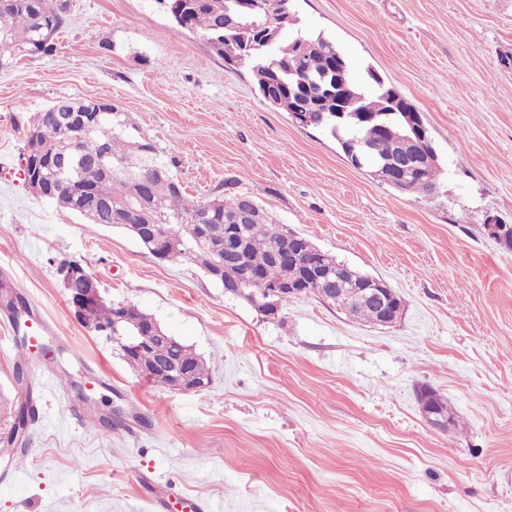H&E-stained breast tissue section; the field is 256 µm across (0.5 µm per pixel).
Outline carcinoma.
I'll list each match as a JSON object with an SVG mask.
<instances>
[{
    "mask_svg": "<svg viewBox=\"0 0 512 512\" xmlns=\"http://www.w3.org/2000/svg\"><path fill=\"white\" fill-rule=\"evenodd\" d=\"M164 12L175 28L196 32L205 37L213 51L231 67L249 68L256 88L275 110L312 108L319 104L320 118L312 124L332 136L341 150L351 142H363L361 161L379 176L396 153L394 134L407 127L406 114L418 109L406 98L390 104L386 92L390 85L374 78L373 86L364 90L351 75V64L334 42L322 35H313L298 28L299 17L293 0H277L272 12L270 43L244 48L252 37L255 16L240 12L238 0H166ZM66 3L62 0H0V64L6 52L19 56L50 55L55 38L65 25ZM231 28L224 29V23ZM296 27V36L284 39L285 30ZM73 112H94L96 118L83 129L63 125L52 117L53 107L30 116L23 124L24 153L34 157L41 179L55 190L52 202L68 212L78 214L94 224H112L122 229L128 224H150L154 238L141 245L148 251H160L161 260L188 258L204 270L215 263L216 245L224 235V225L234 223L242 195H217L199 204L186 201L184 188L157 156L154 143L128 135L110 103L70 101ZM107 153L111 176L95 170L99 157ZM416 171L411 179L410 193L433 198V187L439 185L442 173L432 142L423 144L413 158ZM112 200L107 204L105 199ZM209 212L207 223L189 232L200 209ZM288 226L280 224L263 206L252 218L240 224L247 241L237 287L239 296L255 305L260 290L284 281L299 278L302 268L291 263L275 264L269 252L280 232ZM4 310L12 324L30 315V306L18 293L5 291ZM123 317L129 328L147 326L151 314L136 305L104 302L99 319L110 323ZM181 358L191 365L200 383L210 381L207 363L188 344L177 343ZM172 345L157 341L145 344L138 352L123 358L133 370L149 369L164 359ZM33 358L21 352L14 365V378L19 384L27 381ZM8 412L9 428L0 437L5 447L22 448L27 431L35 419V408L27 396L16 404H0Z\"/></svg>",
    "mask_w": 512,
    "mask_h": 512,
    "instance_id": "cac0c4a2",
    "label": "carcinoma"
}]
</instances>
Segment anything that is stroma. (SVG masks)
<instances>
[{
	"label": "stroma",
	"mask_w": 512,
	"mask_h": 512,
	"mask_svg": "<svg viewBox=\"0 0 512 512\" xmlns=\"http://www.w3.org/2000/svg\"><path fill=\"white\" fill-rule=\"evenodd\" d=\"M50 55L0 67V279L22 294L126 416L101 434L52 367L27 386L0 309V401L32 388L25 453L0 462V512H154L156 483L208 512H512V0H295L303 29L378 72L422 112L442 162L434 199L353 167L330 135L296 125L156 0H68ZM105 100L151 139L189 202L236 191L405 302L395 326L308 296L281 319L226 295L194 261L162 262L122 229L28 189L20 121L65 99ZM76 260L116 302L151 313L211 368L175 392L133 372L71 312L57 266ZM445 397L457 427L424 420ZM430 389L431 400L437 405H441L442 408L449 410L453 414V412L448 407V401L443 396L438 394L436 390L433 388ZM418 399L427 424L430 427L440 431L448 430V413H446L440 406L434 405L430 402L427 389H422L418 392Z\"/></svg>",
	"instance_id": "stroma-1"
}]
</instances>
